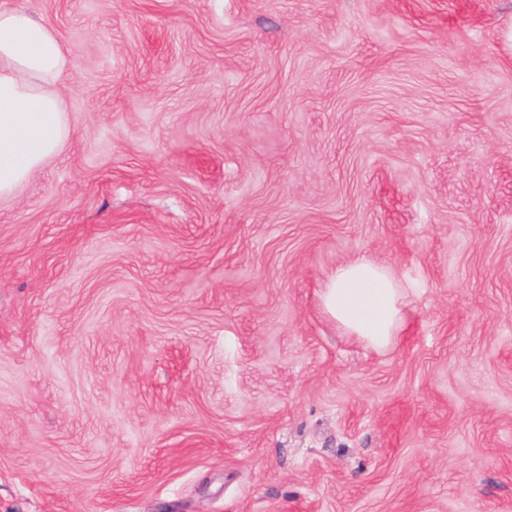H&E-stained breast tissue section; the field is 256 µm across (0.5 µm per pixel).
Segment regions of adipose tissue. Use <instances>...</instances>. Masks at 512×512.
Masks as SVG:
<instances>
[{
  "instance_id": "obj_1",
  "label": "adipose tissue",
  "mask_w": 512,
  "mask_h": 512,
  "mask_svg": "<svg viewBox=\"0 0 512 512\" xmlns=\"http://www.w3.org/2000/svg\"><path fill=\"white\" fill-rule=\"evenodd\" d=\"M72 65L70 49L49 21L0 7V199L13 197L62 150L68 126L59 85ZM318 299L344 333L375 350L389 349L403 331L404 290L373 257L337 267Z\"/></svg>"
}]
</instances>
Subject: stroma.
Returning a JSON list of instances; mask_svg holds the SVG:
<instances>
[{
	"label": "stroma",
	"mask_w": 512,
	"mask_h": 512,
	"mask_svg": "<svg viewBox=\"0 0 512 512\" xmlns=\"http://www.w3.org/2000/svg\"><path fill=\"white\" fill-rule=\"evenodd\" d=\"M74 67L0 199V512H512V0H0ZM408 288L376 352L321 310ZM404 291L386 265L363 255L328 274L318 299L344 333L385 351L398 341L405 325Z\"/></svg>",
	"instance_id": "obj_1"
}]
</instances>
